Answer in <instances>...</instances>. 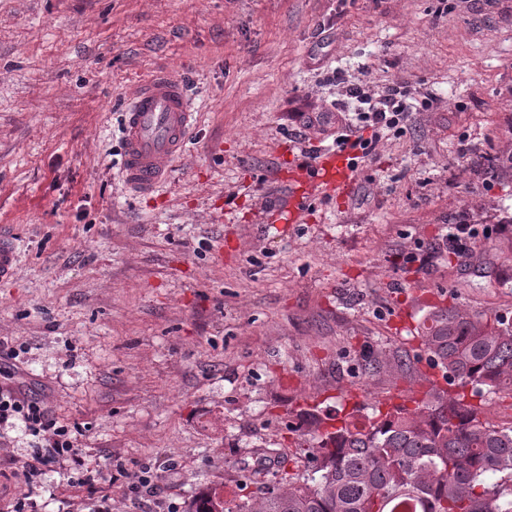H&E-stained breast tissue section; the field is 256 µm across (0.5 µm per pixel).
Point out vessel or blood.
Listing matches in <instances>:
<instances>
[{"label":"vessel or blood","mask_w":512,"mask_h":512,"mask_svg":"<svg viewBox=\"0 0 512 512\" xmlns=\"http://www.w3.org/2000/svg\"><path fill=\"white\" fill-rule=\"evenodd\" d=\"M194 119L192 106L180 80L161 71L152 75L129 97L123 112L121 169L127 186L136 194L152 193L167 176L172 163L184 153ZM316 178L310 192L321 186L344 187V173L316 160ZM15 234L0 225V279L14 276Z\"/></svg>","instance_id":"1"}]
</instances>
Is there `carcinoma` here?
Listing matches in <instances>:
<instances>
[{"instance_id":"cac0c4a2","label":"carcinoma","mask_w":512,"mask_h":512,"mask_svg":"<svg viewBox=\"0 0 512 512\" xmlns=\"http://www.w3.org/2000/svg\"><path fill=\"white\" fill-rule=\"evenodd\" d=\"M429 366L475 397L512 396V322L433 307L419 326ZM374 368L408 372L407 353L381 351ZM305 470L236 512H512V424L484 419L466 395L436 385L414 411H377L368 425H317Z\"/></svg>"}]
</instances>
